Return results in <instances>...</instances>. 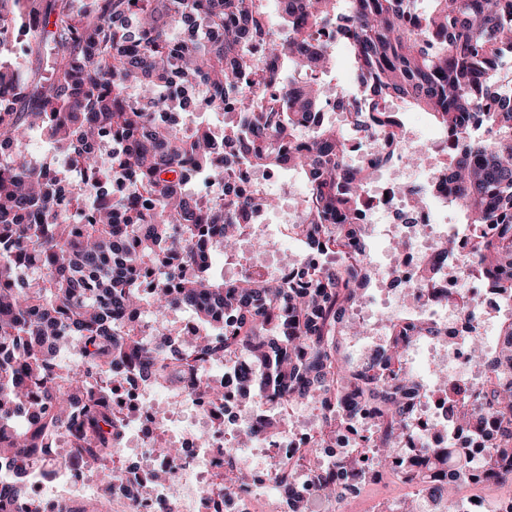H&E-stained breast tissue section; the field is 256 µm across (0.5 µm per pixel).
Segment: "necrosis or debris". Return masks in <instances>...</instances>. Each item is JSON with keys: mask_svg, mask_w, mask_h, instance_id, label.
<instances>
[{"mask_svg": "<svg viewBox=\"0 0 512 512\" xmlns=\"http://www.w3.org/2000/svg\"><path fill=\"white\" fill-rule=\"evenodd\" d=\"M172 93L179 107L164 108L147 98L137 105L168 126L182 121L184 109H208L204 87L177 85ZM417 149L413 140H404L381 166L361 214L362 222L369 225L387 217L384 235L405 241V248L378 273L383 278L400 275L408 286L401 296L384 299L382 306L359 303L357 316L378 331L385 318L409 308L432 317L448 330L429 349L432 368L443 370L449 382L472 394L488 370L471 360L468 340L475 334L484 336L487 349H494L492 324L512 313V304L492 289L477 292L463 287L459 276L442 277L432 287H421L422 268L440 245L455 240L459 254L464 255L470 253L475 236L469 225L438 222L435 204L414 208L410 185H422L429 192L447 174L436 163L409 172L407 179L395 178V171ZM240 373L241 364L235 358L226 365H200L198 378L224 388L223 401L215 403L186 387L143 379L127 363L114 368L117 389L110 407L119 434L112 439L109 487L113 501L125 505L127 512H292L296 497L303 496L316 512H333L318 479L338 477V460L353 453L356 441L367 434L374 422L372 410L360 411L353 423L328 426L319 404L310 402L305 413L295 418L288 405L270 407L245 399L237 389ZM411 403L410 428L391 473L417 496L420 512H446L424 492L426 475L411 462L420 449L459 446L462 433L449 420L447 395L438 388L421 387ZM246 430L253 436L245 448L238 439ZM166 438L177 446V455L160 452L158 443ZM68 442V435L57 436L53 448L27 466L22 512H84V503L96 498L98 481ZM132 455L137 458L133 465L128 462ZM161 470L167 471V480L152 481V474ZM243 470L251 474L245 486L238 481Z\"/></svg>", "mask_w": 512, "mask_h": 512, "instance_id": "1", "label": "necrosis or debris"}]
</instances>
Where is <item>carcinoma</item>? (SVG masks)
Instances as JSON below:
<instances>
[{
	"label": "carcinoma",
	"instance_id": "obj_1",
	"mask_svg": "<svg viewBox=\"0 0 512 512\" xmlns=\"http://www.w3.org/2000/svg\"><path fill=\"white\" fill-rule=\"evenodd\" d=\"M278 22L262 21L265 0H0V43L17 26L31 32L41 68L21 71L0 60V457L19 465L0 487V512L22 498L23 465L38 457L55 432L69 426L81 404L83 428L74 452L96 470L112 456V417L91 379L123 360L144 378L189 383L196 365L243 356V382L271 403L317 394L336 411V423L375 398L377 435L365 438L378 463L391 462L409 428L405 371L408 348L434 334L424 320L386 327L382 351L357 361L338 336L363 326L352 312L373 275L344 253L366 250L360 222L371 168L350 163L346 132L324 123L319 107L331 97L351 112V100L317 92L332 57L326 32H344L360 84L370 91L361 125L383 135V162L407 130L390 104L400 99L430 115L455 137L448 193L464 223L476 226L475 252L440 246L427 277H453L462 266L512 299V92L491 85L512 56V0H274ZM270 36L271 60L260 80L248 81L253 43ZM291 61L317 78L285 82ZM202 85L210 104H224L237 85L239 112L224 123L219 145L201 125H161L135 106L134 94L171 107L173 81ZM272 91L273 105L265 106ZM47 131L93 180L104 202L73 224L59 214L61 195L51 171L33 166L27 136ZM108 139L118 149L102 152ZM243 165L295 170L306 182L300 215L288 225L321 254L307 277L282 282L252 263L232 283L217 279L213 252L232 253L238 228L276 206L264 191L214 202L190 191L200 173L216 180ZM117 175L137 192L107 200ZM153 276L156 287H143ZM149 307L159 316L191 310L202 332L183 350H163L165 332L145 338L136 322ZM501 357L512 359V317L501 325ZM84 347L85 371L69 374L57 362L65 343ZM448 392V418L474 430L488 449L483 469L493 482L512 478V380L485 378L480 407L459 388ZM456 463L451 491L468 482L462 448L422 449L416 466L430 472Z\"/></svg>",
	"mask_w": 512,
	"mask_h": 512
}]
</instances>
